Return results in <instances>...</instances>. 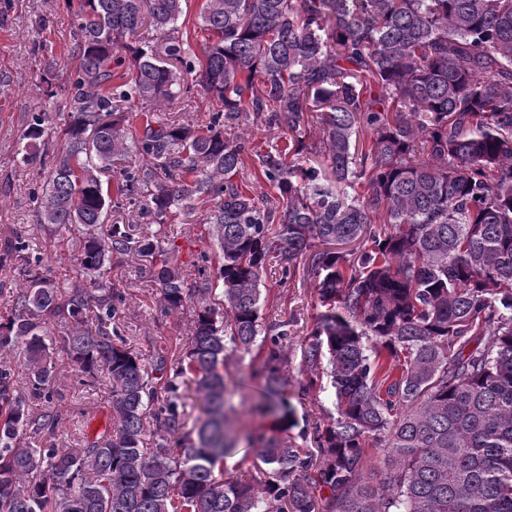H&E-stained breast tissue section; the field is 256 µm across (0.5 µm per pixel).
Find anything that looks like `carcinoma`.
Returning <instances> with one entry per match:
<instances>
[{"label": "carcinoma", "mask_w": 512, "mask_h": 512, "mask_svg": "<svg viewBox=\"0 0 512 512\" xmlns=\"http://www.w3.org/2000/svg\"><path fill=\"white\" fill-rule=\"evenodd\" d=\"M181 16L182 0H78L63 148L21 161L48 167L37 223L77 229L87 286L62 291L35 272L10 295L0 350L19 351L29 395L49 403L46 320L71 325V359L79 377L109 386L113 427L75 448L21 446L20 431L51 435L59 416L30 418L0 371V512H512V0H204L198 52L169 36ZM146 22L221 103L206 130L155 110L127 125L125 105L183 92L167 63L129 43ZM119 47L126 76L112 71L125 63ZM314 121L318 147L304 140ZM257 122L289 136L255 154L271 205L240 177ZM48 123L32 113L26 139ZM359 129L370 138L358 148ZM132 152L148 163L103 187ZM134 187L151 224L210 204L213 277L190 288L166 260L156 273L162 311L194 312L176 367L144 361L104 327L122 301L107 262L129 238L103 224ZM357 240L356 251L332 249ZM317 242L323 311L300 371L329 378L336 417L292 436L289 322L261 331L262 276L276 252L291 277ZM25 251L9 240L0 263ZM92 308L95 332L84 325ZM255 347L266 355L254 409L278 427L242 437L228 365ZM186 374L203 414L189 432ZM308 441L317 454L300 448ZM370 441L383 451L380 482L364 477ZM241 442L256 462L228 473Z\"/></svg>", "instance_id": "cac0c4a2"}]
</instances>
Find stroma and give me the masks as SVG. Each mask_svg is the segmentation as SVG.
Returning a JSON list of instances; mask_svg holds the SVG:
<instances>
[{
	"instance_id": "1",
	"label": "stroma",
	"mask_w": 512,
	"mask_h": 512,
	"mask_svg": "<svg viewBox=\"0 0 512 512\" xmlns=\"http://www.w3.org/2000/svg\"><path fill=\"white\" fill-rule=\"evenodd\" d=\"M73 29L74 20L65 0H0V241L17 237L25 240L28 256L40 261V272L62 287L81 279L76 260L77 233L36 223L33 196L43 185L45 172L37 165H20L19 154L27 145L23 132L30 114H55L63 109L64 97L48 98L42 78L49 73L61 84L76 68L79 59L73 54ZM219 108V103L197 86L165 106L166 111L200 129L208 126ZM285 136V131L258 123L248 129L251 153L245 158L243 181L258 199L272 197L273 191L259 176L253 155L283 142ZM141 208L142 198L135 193L120 200L106 219L107 224L120 225L130 239L129 250L113 256L109 273L114 292L124 298L115 322L129 347L141 358L151 360L164 353L174 363L184 353L192 314L187 311L166 316L161 312V290L154 277L156 259L139 250L143 238L154 230ZM202 215L199 208L191 212L180 210L163 227L178 263L191 272L200 267L201 256L216 250ZM263 281L266 301L261 323L272 326L290 322L288 353L292 363H299L300 345L321 310L315 279L305 271L283 279L282 262L274 254ZM68 330L64 323H53L48 328L56 390L52 403L35 399L28 402L31 416L49 409L59 415L54 442L60 448L75 446L83 435L112 427L108 388L79 382L64 341ZM259 364V358L251 354L229 367L230 377L239 384L243 396L237 424L250 432L273 426L272 418L251 410L259 391V381L252 373ZM295 407L300 426L329 423L335 411L330 386L311 389L296 401Z\"/></svg>"
}]
</instances>
